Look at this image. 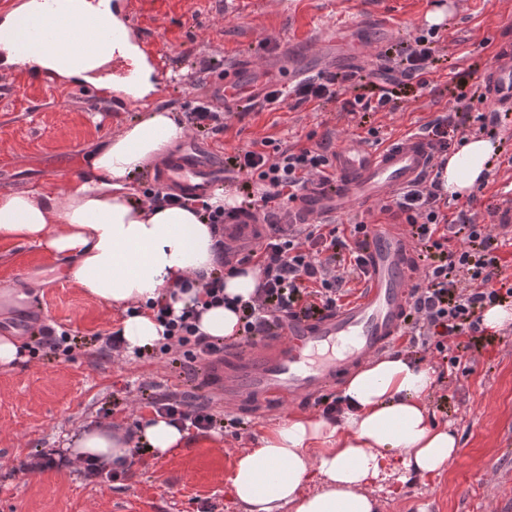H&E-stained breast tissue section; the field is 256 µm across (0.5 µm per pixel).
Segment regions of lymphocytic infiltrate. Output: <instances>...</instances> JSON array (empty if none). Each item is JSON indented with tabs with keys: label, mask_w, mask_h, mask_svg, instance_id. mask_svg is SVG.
I'll use <instances>...</instances> for the list:
<instances>
[{
	"label": "lymphocytic infiltrate",
	"mask_w": 512,
	"mask_h": 512,
	"mask_svg": "<svg viewBox=\"0 0 512 512\" xmlns=\"http://www.w3.org/2000/svg\"><path fill=\"white\" fill-rule=\"evenodd\" d=\"M433 35L415 38L401 69L387 66L379 71L385 85L366 96L341 98L337 75L308 80L292 88H275L265 95L264 105L279 108L288 97L298 102L340 101L345 112H381L393 108L389 89L396 77L429 84L432 67ZM334 152L328 143L317 147L288 149L281 141L265 138L250 148L235 151L225 168L240 179L245 195L240 205L224 210L209 209L205 196L165 192L152 187L143 192L146 203H177L186 208L206 211L216 236L224 234V220L233 216L263 213L268 223L257 232L253 246L223 259L203 283L206 304L223 303L224 275L237 267H258L261 284L256 296L239 307L240 326L237 342L256 344L287 327L289 321L307 320L336 309L346 274L366 276L362 244L371 228L354 225L349 236L337 235L327 224L282 228L272 221L277 208L294 201L311 182L332 184ZM393 203L407 226V233L418 252L413 261L419 279L412 286L404 323L410 331L411 346L446 356L451 368L468 362L462 337L482 335L481 312L484 307L512 298V282L502 275L499 245L491 225L477 223L466 213L448 220L439 181H419L396 195ZM349 258L348 272L336 269L337 252ZM151 308L164 327V340L152 348L154 357L174 358L187 374L197 372L200 363H208L223 352L225 342L205 336L197 326L195 309L173 315L164 300ZM144 404L156 414L205 434L223 428L224 422L204 404L172 394L153 393Z\"/></svg>",
	"instance_id": "f902f5d3"
}]
</instances>
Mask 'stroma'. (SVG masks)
I'll use <instances>...</instances> for the list:
<instances>
[{
  "label": "stroma",
  "instance_id": "obj_1",
  "mask_svg": "<svg viewBox=\"0 0 512 512\" xmlns=\"http://www.w3.org/2000/svg\"><path fill=\"white\" fill-rule=\"evenodd\" d=\"M450 6L435 44L441 63L430 83L390 111L362 119L341 111L338 103L288 101L277 110L256 104L239 107L219 139L224 153L251 146L266 137L289 146L313 147L322 141L354 135L366 138L368 127L382 142L405 133H425L437 117L454 114L456 97L471 96V111H487L473 98L480 72L493 64L501 46L512 45V0H252L236 8L234 0H173L166 19L141 16L160 48L170 55L165 85L155 104L181 114L206 96L209 75L244 71L277 60L274 46L297 49L296 63L307 77L347 75L354 64L335 56L316 57L314 34L321 29H350V42L372 53L413 42L425 32V14L434 4ZM385 11L386 30L364 28L361 12ZM0 193L72 177L70 156L88 161L107 139L141 117L143 108L118 114L97 102L62 89L40 87L36 75L11 69L0 83ZM501 148L482 189L473 200L450 201L446 214H474L496 224L512 208L504 190L512 183V117L495 128ZM62 260L19 242H0V287L20 284L29 276L46 286L29 306L0 312V336L27 341L31 331L49 324L77 337L71 357L27 356L14 368L0 370V512H242L230 492L235 457L254 447L258 438L291 416H319L314 404H287L255 415L250 406L224 403L205 379L201 394L218 417L236 418L247 426L242 438L230 429L190 434L185 448L166 457L146 454L127 479H86L60 466L42 472L21 470L20 463L41 449H64L74 434L93 423H127L147 417L137 399L142 391L182 394L192 379L181 369L143 356L115 355L99 337L110 334L123 316L71 281ZM434 388L425 399L434 420L455 432L461 451L439 473H409L405 482L380 478L365 491L377 512H512V322L493 331L469 355L468 371L450 369L438 353H426Z\"/></svg>",
  "mask_w": 512,
  "mask_h": 512
}]
</instances>
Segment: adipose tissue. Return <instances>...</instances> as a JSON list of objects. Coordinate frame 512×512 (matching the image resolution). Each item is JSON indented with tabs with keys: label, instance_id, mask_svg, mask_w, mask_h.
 <instances>
[{
	"label": "adipose tissue",
	"instance_id": "adipose-tissue-1",
	"mask_svg": "<svg viewBox=\"0 0 512 512\" xmlns=\"http://www.w3.org/2000/svg\"><path fill=\"white\" fill-rule=\"evenodd\" d=\"M68 37L58 51H20L15 37L0 39L8 62L64 78H87L104 57L81 60ZM185 134L172 112L151 109L110 137L87 171L63 188L0 194V240L29 244L67 258V276L103 303L125 309L118 328L127 351L148 349L163 332L148 304L167 297L173 313L195 306L200 274L216 266L214 234L203 213L177 205L152 208L131 197L136 172L156 163ZM498 145L465 139L439 175L443 191L468 196L487 176ZM432 370L404 355L370 362L346 381L338 422L294 416L237 458L231 479L242 512H375L366 483L386 470L433 475L460 452L447 427L428 417L424 398ZM136 437L158 456L185 445L188 433L158 416L145 418ZM133 437V438H136ZM132 437L99 422L73 437L72 468L86 459L112 463L127 457ZM314 478L318 490L303 484Z\"/></svg>",
	"mask_w": 512,
	"mask_h": 512
}]
</instances>
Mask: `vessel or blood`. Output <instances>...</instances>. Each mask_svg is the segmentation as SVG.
Wrapping results in <instances>:
<instances>
[{
    "mask_svg": "<svg viewBox=\"0 0 512 512\" xmlns=\"http://www.w3.org/2000/svg\"><path fill=\"white\" fill-rule=\"evenodd\" d=\"M40 8L21 24L26 38L54 44L63 26L46 24L57 16L58 0H38ZM146 0H112L117 22L111 31L93 28L84 49L96 53L106 43H116L112 53V80L127 91H136L141 74L129 56L143 54L151 82H158L167 69V57L138 19ZM276 69L252 77L225 74L207 88L210 98L233 108L241 96L262 100ZM491 105L512 109V49H507L482 74ZM438 156L425 136L407 134L375 149L362 139L345 137L336 142V182L312 186L302 199L288 205L278 219L281 226L316 224L329 216L390 194L421 180ZM224 178V165L208 147L187 138L157 169L155 181L162 188L181 194H200ZM254 219L228 221L224 246L234 252L254 240ZM369 275L361 296L326 315L292 323L281 335L266 337L256 346L232 348L215 383L225 399H256L273 407L302 402L335 385L338 378L386 349L402 326L408 291L416 278L411 246L397 224L375 225L365 243Z\"/></svg>",
    "mask_w": 512,
    "mask_h": 512,
    "instance_id": "b4317fda",
    "label": "vessel or blood"
}]
</instances>
